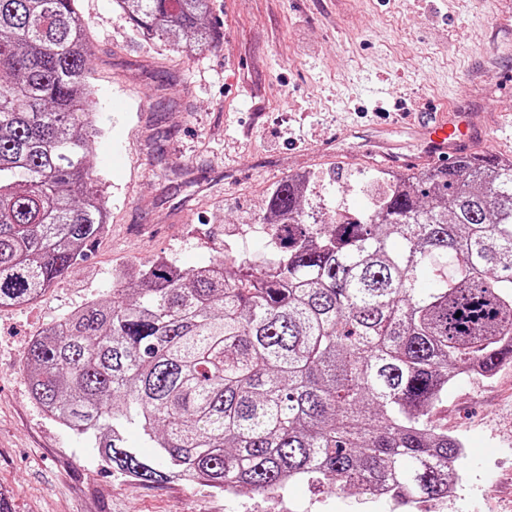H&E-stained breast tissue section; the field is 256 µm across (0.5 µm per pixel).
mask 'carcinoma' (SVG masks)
I'll list each match as a JSON object with an SVG mask.
<instances>
[{
    "instance_id": "1",
    "label": "carcinoma",
    "mask_w": 512,
    "mask_h": 512,
    "mask_svg": "<svg viewBox=\"0 0 512 512\" xmlns=\"http://www.w3.org/2000/svg\"><path fill=\"white\" fill-rule=\"evenodd\" d=\"M115 3L183 55L212 40L211 0ZM90 57L76 0H0V308L64 278L105 229ZM262 221L267 259L117 272L110 299L30 341L32 398L141 483L447 498L464 443L433 415L465 365L512 363V159L379 175L368 211L329 221L291 177Z\"/></svg>"
}]
</instances>
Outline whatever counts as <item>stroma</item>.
Instances as JSON below:
<instances>
[{
    "instance_id": "35a3bbf8",
    "label": "stroma",
    "mask_w": 512,
    "mask_h": 512,
    "mask_svg": "<svg viewBox=\"0 0 512 512\" xmlns=\"http://www.w3.org/2000/svg\"><path fill=\"white\" fill-rule=\"evenodd\" d=\"M89 21L99 125L90 161L109 208L85 258L32 303L0 310V493L12 512H512V365L457 379L440 419L466 448L454 494L411 507L295 483L228 496L145 485L32 399L31 338L92 300L116 270L167 256L220 261L278 182L369 210L378 170L420 156L414 123L465 115L473 151L512 156V0H211L208 47L173 55L112 0Z\"/></svg>"
}]
</instances>
